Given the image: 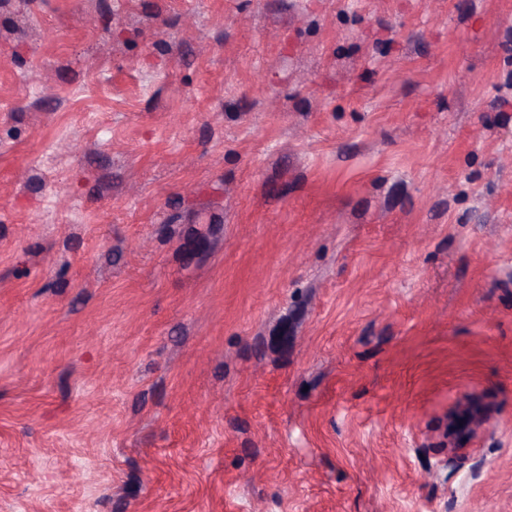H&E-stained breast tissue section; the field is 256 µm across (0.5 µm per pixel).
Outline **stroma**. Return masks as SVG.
Returning <instances> with one entry per match:
<instances>
[{"instance_id": "obj_1", "label": "stroma", "mask_w": 512, "mask_h": 512, "mask_svg": "<svg viewBox=\"0 0 512 512\" xmlns=\"http://www.w3.org/2000/svg\"><path fill=\"white\" fill-rule=\"evenodd\" d=\"M0 512H512V0H0Z\"/></svg>"}]
</instances>
